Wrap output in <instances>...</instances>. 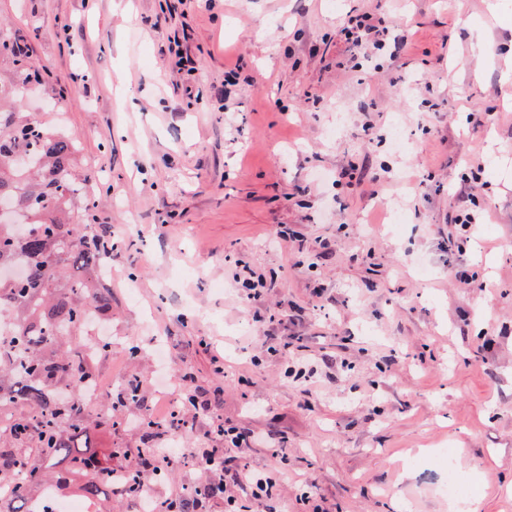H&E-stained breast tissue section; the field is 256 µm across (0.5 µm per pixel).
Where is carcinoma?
<instances>
[{
    "instance_id": "carcinoma-1",
    "label": "carcinoma",
    "mask_w": 512,
    "mask_h": 512,
    "mask_svg": "<svg viewBox=\"0 0 512 512\" xmlns=\"http://www.w3.org/2000/svg\"><path fill=\"white\" fill-rule=\"evenodd\" d=\"M18 42L0 26V64H9L0 82V203H8L11 214L0 215V268L21 264L25 270L17 279L0 278V311L17 313L16 330L0 333V371L12 377L0 384V407L25 403L29 409L0 416V434L35 450L49 467L67 462L58 489L80 479V492L95 499L112 487L126 499L138 498L132 474L112 485V470L100 468L85 441L81 394L95 374L84 350L58 348L93 314L112 309V292L101 283L104 255L87 231L97 220L95 191L74 171L78 141L20 108L45 80L29 54L18 52ZM37 472L13 449L0 448V486H7L14 512H32L26 488Z\"/></svg>"
}]
</instances>
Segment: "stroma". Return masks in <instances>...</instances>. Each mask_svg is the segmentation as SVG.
Here are the masks:
<instances>
[{
	"label": "stroma",
	"instance_id": "1",
	"mask_svg": "<svg viewBox=\"0 0 512 512\" xmlns=\"http://www.w3.org/2000/svg\"><path fill=\"white\" fill-rule=\"evenodd\" d=\"M118 2L0 0L64 93L22 106L77 137L112 226L93 451L139 467L169 445L153 410L196 390L218 416L184 446L219 447V420L257 437L229 467L278 471L254 512H309L306 491L322 512H460L440 448L461 452L474 512H512V0H181L161 25L171 0ZM362 13L402 30L397 56L352 57L339 30ZM464 207L481 224H455ZM201 480L188 460L148 476L159 500Z\"/></svg>",
	"mask_w": 512,
	"mask_h": 512
}]
</instances>
